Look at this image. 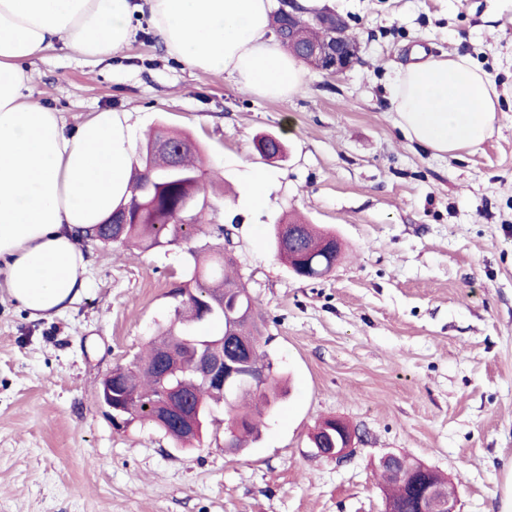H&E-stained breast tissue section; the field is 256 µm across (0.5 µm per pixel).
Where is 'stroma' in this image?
I'll use <instances>...</instances> for the list:
<instances>
[{
    "label": "stroma",
    "instance_id": "1",
    "mask_svg": "<svg viewBox=\"0 0 512 512\" xmlns=\"http://www.w3.org/2000/svg\"><path fill=\"white\" fill-rule=\"evenodd\" d=\"M344 17L361 61L266 99L227 76L184 68L147 23L99 63L57 49L33 65L32 98L74 127L128 111L135 144L159 126L191 134L207 232L228 230L265 349L287 393L243 451L225 423L193 448L97 400L173 316L187 244L148 251L87 244L88 285L66 312L31 319L0 290V512H383L378 460L406 454L457 485L460 512L512 500V0H319ZM461 52L489 74L502 110L476 150L437 156L395 124L388 85L413 47ZM278 137L262 161L255 142ZM275 177L266 207L243 173ZM342 243L324 278L293 275L275 224L291 214ZM336 417L361 439L336 463L310 435Z\"/></svg>",
    "mask_w": 512,
    "mask_h": 512
}]
</instances>
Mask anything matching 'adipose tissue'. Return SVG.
I'll return each mask as SVG.
<instances>
[{
  "instance_id": "1",
  "label": "adipose tissue",
  "mask_w": 512,
  "mask_h": 512,
  "mask_svg": "<svg viewBox=\"0 0 512 512\" xmlns=\"http://www.w3.org/2000/svg\"><path fill=\"white\" fill-rule=\"evenodd\" d=\"M170 55L265 98L296 94L304 72L274 38L271 0H0V287L31 318L59 315L86 286L87 233L128 198L129 112L93 113L68 131L30 101L25 62L62 45L95 62L124 49L140 8ZM390 86L409 140L451 156L481 145L500 110L467 56L414 47Z\"/></svg>"
}]
</instances>
